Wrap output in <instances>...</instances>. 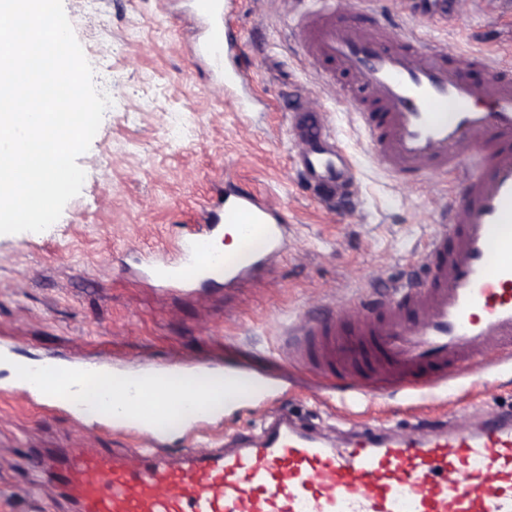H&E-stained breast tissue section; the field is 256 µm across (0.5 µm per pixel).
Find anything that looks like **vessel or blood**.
I'll use <instances>...</instances> for the list:
<instances>
[{"label": "vessel or blood", "instance_id": "vessel-or-blood-1", "mask_svg": "<svg viewBox=\"0 0 512 512\" xmlns=\"http://www.w3.org/2000/svg\"><path fill=\"white\" fill-rule=\"evenodd\" d=\"M294 33L328 81L346 80L348 103L380 166L402 182L454 174L462 193L443 197L441 228L424 247L426 279L410 278L374 299V320L345 329L341 318L306 321L293 356L327 375L343 372L356 395L421 390L449 369L485 367L490 349L512 359V66L480 53L452 56L420 44L414 30L393 39L385 27L336 18V0H295ZM412 14L445 21L459 0H400ZM232 0H195L201 33L193 51L224 91L250 73L236 49ZM296 169L327 202L357 195L351 160L336 145L325 113L288 116ZM471 151L465 165L462 151ZM212 224H233L239 249L223 255L210 237L188 231L174 261L150 268L154 281L192 290L200 256L208 272L233 283L279 255L288 216L269 198L225 184L204 201ZM253 377L224 374V402L267 398ZM169 416L145 392L115 405L112 421L140 433ZM76 512H512V417L469 430L438 424L420 438L364 432L328 445L272 417L259 440L235 436L204 453L186 448L177 463L157 448L71 455L58 475Z\"/></svg>", "mask_w": 512, "mask_h": 512}]
</instances>
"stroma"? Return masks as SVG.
Wrapping results in <instances>:
<instances>
[{
  "label": "stroma",
  "mask_w": 512,
  "mask_h": 512,
  "mask_svg": "<svg viewBox=\"0 0 512 512\" xmlns=\"http://www.w3.org/2000/svg\"><path fill=\"white\" fill-rule=\"evenodd\" d=\"M74 35L107 94L98 132L77 163L82 189L47 230L0 234V512H76L55 481L64 452L138 447L130 432L17 393V373L67 362L120 372L217 366L268 379L282 410L330 435L348 430L344 375L283 364L288 326L304 317L369 316L367 298L404 277L424 276L426 239L439 226L437 200L458 192L452 176L412 184L378 164L342 87L319 86L338 144L358 169L356 207L327 209L294 165L295 144L279 106L287 90L315 81L291 39L282 0H237L239 51L256 98L251 111L211 81L191 48L192 0H63ZM339 8L361 13L391 33L416 28L448 52L484 50L512 63V17L470 6L452 22L403 20L393 0ZM254 191L288 213V245L257 277L229 287L198 283L183 293L146 278L147 260L169 253L199 203L221 182ZM512 410V362L483 373L461 368L426 392L391 389L358 421L415 431L418 420ZM263 406L239 404L199 427L197 443L219 431L250 434L268 420Z\"/></svg>",
  "instance_id": "1"
}]
</instances>
